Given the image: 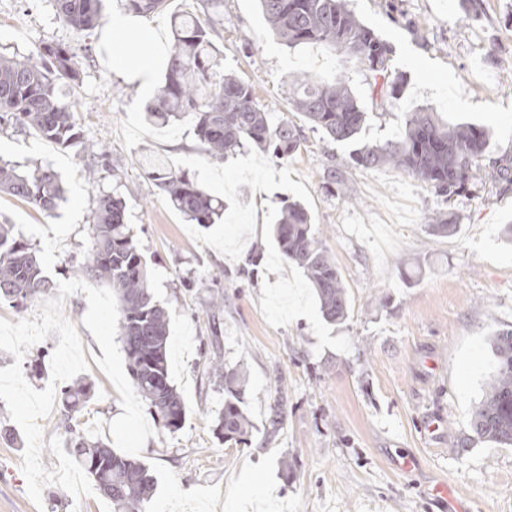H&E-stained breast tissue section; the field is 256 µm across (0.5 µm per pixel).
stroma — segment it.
Masks as SVG:
<instances>
[{
    "mask_svg": "<svg viewBox=\"0 0 512 512\" xmlns=\"http://www.w3.org/2000/svg\"><path fill=\"white\" fill-rule=\"evenodd\" d=\"M391 49L398 98L373 104L366 73L322 45L273 39L256 0H224L221 15L202 0H168L144 15L170 40V15H205L217 32L220 67L252 83L272 121L300 126L305 143L278 160L249 145L208 162L193 124L159 128L145 119L148 98L113 72L98 32L79 34L54 0H0V56L72 48L81 69L60 89L77 104L80 145L62 149L35 134L0 129V159L42 164L60 176L65 199L43 213L0 194V222L30 243L44 274L70 279L71 257L91 245L100 194L118 193L155 297L169 321L171 378L186 406L179 430L150 420L154 435L137 459L156 478L144 512H448L443 484L468 512H512V447L473 438L469 420L495 359L490 339L512 328V183L485 181L444 199L394 168L349 164L350 144L326 141L293 112L291 74L327 81L344 74L368 112L360 139L403 132L409 111L427 107L445 122L488 127L494 155L512 156V0H348ZM160 158L226 203L208 228L173 209L143 166ZM336 169L339 184L328 183ZM308 208L346 287L349 313L326 322L302 268L285 261L271 235L285 202ZM452 212L458 229L429 224ZM221 281H213V274ZM57 334L22 360L0 350V368L21 362L44 390ZM244 374L243 407L253 429L232 446L215 434L224 384L214 360ZM94 397L79 415L83 432L110 439L120 395L98 365L80 373ZM285 421L267 437L269 407ZM23 432L0 417V512H37L26 492ZM46 512H112L102 496L74 500L46 486Z\"/></svg>",
    "mask_w": 512,
    "mask_h": 512,
    "instance_id": "obj_1",
    "label": "stroma"
}]
</instances>
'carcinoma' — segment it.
I'll list each match as a JSON object with an SVG mask.
<instances>
[{
	"label": "carcinoma",
	"mask_w": 512,
	"mask_h": 512,
	"mask_svg": "<svg viewBox=\"0 0 512 512\" xmlns=\"http://www.w3.org/2000/svg\"><path fill=\"white\" fill-rule=\"evenodd\" d=\"M134 14L166 7V0H123ZM269 29L288 47L321 44L353 59L370 75L373 97L395 96L390 79L391 49L348 8L346 0H258ZM59 19L77 32L102 25L101 0H56ZM173 46L166 58L164 81L147 107V119L167 125L189 118L204 154L222 161L247 145L258 146L278 159L297 153L303 143L301 128L287 121L274 125L270 112L255 100L253 85L233 73L217 70L220 49L214 29L190 12L171 16ZM79 63L65 44H47L37 54L0 58V128L33 131L62 148L81 143L75 102L58 96L57 85L77 83ZM291 105L332 142L355 141L366 121V109L343 74L319 81L302 73L290 80ZM492 153L490 137L478 125H449L434 112L419 108L410 113L405 130L382 145L364 144L349 154L350 165L364 169L393 167L450 199L468 192L483 180ZM155 185L188 221L207 227L224 213V201L209 194L165 162L151 165ZM491 177L512 182V159L492 161ZM0 192L23 200L42 212L55 210L64 199L57 173L42 165L26 171L0 162ZM274 241L289 262L304 269L319 298L322 317L341 321L348 313L346 288L336 263L308 209L289 202L272 227ZM91 250L71 259L70 272L112 287L119 303V332L128 368L137 391L155 417L170 431L181 428L184 402L170 379L167 360L168 316L156 302L148 269L126 224L125 201L102 194L90 224ZM50 287L36 251L15 236L13 225L0 224V300L20 307ZM495 370L474 409L471 428L479 439L512 447V329L491 339ZM212 376L224 381V407L216 418L217 438L236 445L246 443L251 421L242 404V373L226 369L217 360ZM91 399L83 381L62 390V427L66 445L98 491L112 504V512H141L155 489V480L143 463L117 453L102 439L77 427L76 413ZM281 404L270 408L268 436L282 428Z\"/></svg>",
	"instance_id": "cac0c4a2"
}]
</instances>
